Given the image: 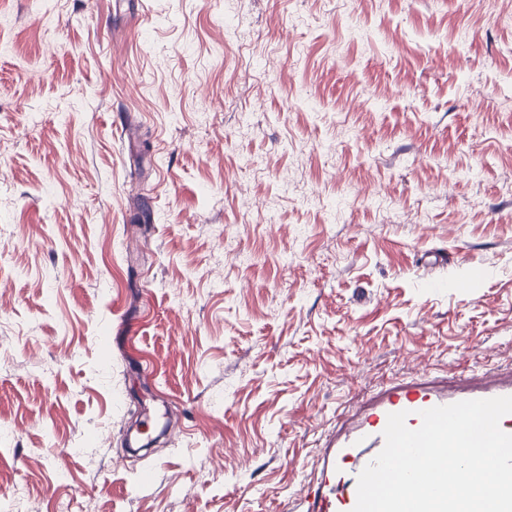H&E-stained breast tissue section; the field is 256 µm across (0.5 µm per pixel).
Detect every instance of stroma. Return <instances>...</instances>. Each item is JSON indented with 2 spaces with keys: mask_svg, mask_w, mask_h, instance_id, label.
Wrapping results in <instances>:
<instances>
[{
  "mask_svg": "<svg viewBox=\"0 0 512 512\" xmlns=\"http://www.w3.org/2000/svg\"><path fill=\"white\" fill-rule=\"evenodd\" d=\"M489 371L512 0H0V506L307 512L341 413Z\"/></svg>",
  "mask_w": 512,
  "mask_h": 512,
  "instance_id": "obj_1",
  "label": "stroma"
}]
</instances>
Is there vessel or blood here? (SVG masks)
I'll return each instance as SVG.
<instances>
[{"instance_id": "1", "label": "vessel or blood", "mask_w": 512, "mask_h": 512, "mask_svg": "<svg viewBox=\"0 0 512 512\" xmlns=\"http://www.w3.org/2000/svg\"><path fill=\"white\" fill-rule=\"evenodd\" d=\"M512 396V381L488 377L477 388L436 390L423 375L414 376L376 396L370 406L357 408L352 425L336 443V462L312 493V512H352L357 502V478L384 446L383 431L389 414L406 412V425L422 424L423 410L464 400Z\"/></svg>"}]
</instances>
